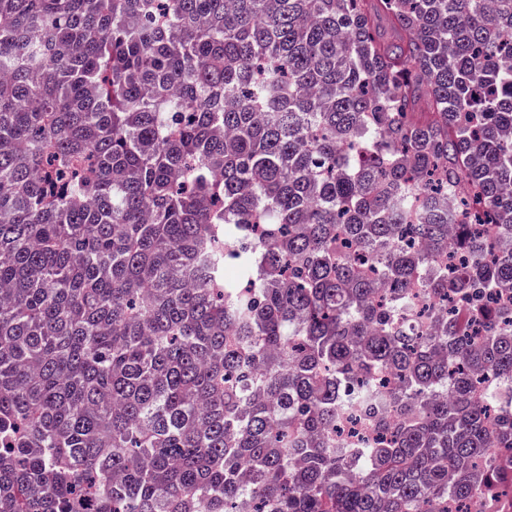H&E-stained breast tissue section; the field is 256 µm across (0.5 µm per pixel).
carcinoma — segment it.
<instances>
[{
  "label": "carcinoma",
  "mask_w": 512,
  "mask_h": 512,
  "mask_svg": "<svg viewBox=\"0 0 512 512\" xmlns=\"http://www.w3.org/2000/svg\"><path fill=\"white\" fill-rule=\"evenodd\" d=\"M504 241L512 0H0V512H512Z\"/></svg>",
  "instance_id": "1"
}]
</instances>
